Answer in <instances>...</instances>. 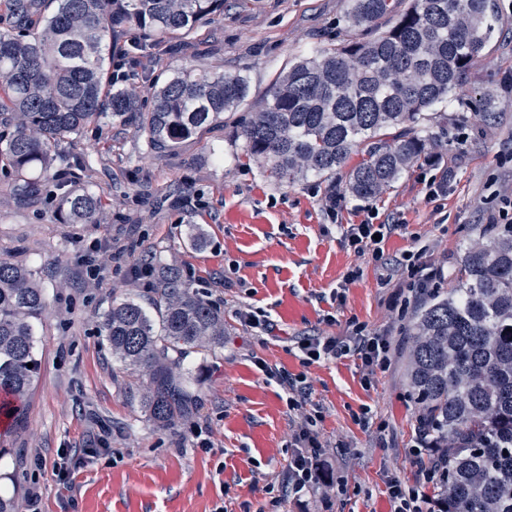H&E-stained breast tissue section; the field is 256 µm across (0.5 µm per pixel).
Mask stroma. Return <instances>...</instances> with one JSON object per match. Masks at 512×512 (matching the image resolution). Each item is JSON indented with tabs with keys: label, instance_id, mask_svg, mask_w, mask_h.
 Segmentation results:
<instances>
[{
	"label": "stroma",
	"instance_id": "obj_1",
	"mask_svg": "<svg viewBox=\"0 0 512 512\" xmlns=\"http://www.w3.org/2000/svg\"><path fill=\"white\" fill-rule=\"evenodd\" d=\"M500 32L468 69L444 116L431 123L422 157L380 197L363 200L316 177L281 185L266 180L226 119L171 148L151 144L141 113L89 127L56 148L78 188L102 199L95 224H67L56 193L44 187L29 202L12 193L0 164V259L25 266L45 290L36 321L38 378L19 415L0 424V495L25 508L29 489L41 512H393L387 481L415 485L410 448L418 409L407 384V318L390 308L381 267L344 243V225L395 218L387 255L430 243L456 272L501 195L512 190V0H497ZM347 0H224L223 14L194 32L162 39L132 81L151 100V85L202 66L250 79L242 105H261L288 62L350 36ZM499 113L498 122L480 120ZM81 155L90 164L72 163ZM437 190L435 200L427 193ZM123 252L120 264L109 256ZM180 267L191 290L224 314V345L189 354L200 403L175 425H156L135 400L146 381L116 362L99 331L113 300H148L132 270L144 260ZM360 275L345 277L351 269ZM261 310L273 326H245L243 310ZM394 324L391 366L365 383L360 360L345 356L305 365L297 336H342L350 321ZM267 366L306 375L309 406L319 413L325 467L344 489L326 482L272 506L286 480L294 416ZM386 433H379V424ZM211 448L194 444L195 431ZM81 457L66 478L52 463L59 451Z\"/></svg>",
	"mask_w": 512,
	"mask_h": 512
}]
</instances>
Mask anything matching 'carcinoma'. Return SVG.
Segmentation results:
<instances>
[{"label": "carcinoma", "instance_id": "cac0c4a2", "mask_svg": "<svg viewBox=\"0 0 512 512\" xmlns=\"http://www.w3.org/2000/svg\"><path fill=\"white\" fill-rule=\"evenodd\" d=\"M15 25L0 30V159L26 198L52 182L63 219L95 224L101 198L68 191L55 174L57 144L105 117L141 111L139 96L112 84V37L135 28L189 34L224 11V0H4ZM349 0L345 21L360 38L328 44L274 80L237 137L261 174L290 185L331 177L368 144L348 190L375 197L425 153L434 111L494 37L495 0ZM241 73L184 70L152 93L150 141L173 146L235 112L248 96ZM152 316L124 299L100 316L112 357L147 379L141 405L170 426L199 395L185 357L224 346V316L192 291L182 272L154 267ZM47 307L30 270L0 261V415L31 392L38 371L34 322ZM408 382L421 424L448 450L440 496L448 512H512V224H487L470 243L454 285L434 289L408 325ZM33 367H27V364Z\"/></svg>", "mask_w": 512, "mask_h": 512}]
</instances>
